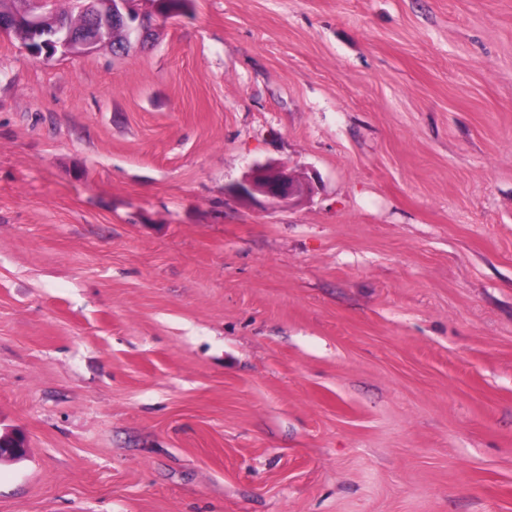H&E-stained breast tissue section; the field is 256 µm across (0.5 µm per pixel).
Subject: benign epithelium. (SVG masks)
<instances>
[{
  "label": "benign epithelium",
  "instance_id": "7a95c632",
  "mask_svg": "<svg viewBox=\"0 0 512 512\" xmlns=\"http://www.w3.org/2000/svg\"><path fill=\"white\" fill-rule=\"evenodd\" d=\"M158 0H78L79 12L87 17L83 32H76L63 21L53 8V0H32V6L23 12L24 27L44 43L63 53H91L102 44L112 40L113 24L121 23L128 34L144 38L152 30L153 19L143 16L150 5ZM310 189L308 183L270 163H253L245 178L232 186L237 195L257 200L262 197L267 204H294Z\"/></svg>",
  "mask_w": 512,
  "mask_h": 512
}]
</instances>
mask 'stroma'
Segmentation results:
<instances>
[{"label":"stroma","mask_w":512,"mask_h":512,"mask_svg":"<svg viewBox=\"0 0 512 512\" xmlns=\"http://www.w3.org/2000/svg\"><path fill=\"white\" fill-rule=\"evenodd\" d=\"M0 434V512H512V0L0 35ZM310 189L309 183L270 162L253 163L245 178L231 190L245 199L267 204H294Z\"/></svg>","instance_id":"1"}]
</instances>
